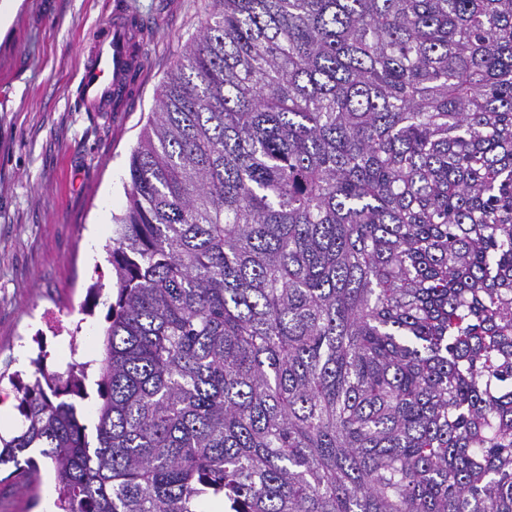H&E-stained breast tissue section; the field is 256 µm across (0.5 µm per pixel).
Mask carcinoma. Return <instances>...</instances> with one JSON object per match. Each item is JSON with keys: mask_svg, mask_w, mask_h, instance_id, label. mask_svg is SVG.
<instances>
[{"mask_svg": "<svg viewBox=\"0 0 512 512\" xmlns=\"http://www.w3.org/2000/svg\"><path fill=\"white\" fill-rule=\"evenodd\" d=\"M85 365L0 466L62 512H512V0H210Z\"/></svg>", "mask_w": 512, "mask_h": 512, "instance_id": "cac0c4a2", "label": "carcinoma"}]
</instances>
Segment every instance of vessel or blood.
<instances>
[{"mask_svg":"<svg viewBox=\"0 0 512 512\" xmlns=\"http://www.w3.org/2000/svg\"><path fill=\"white\" fill-rule=\"evenodd\" d=\"M129 14L115 9L97 30L80 85L84 111L108 112L123 103L131 82L142 67V56L134 48Z\"/></svg>","mask_w":512,"mask_h":512,"instance_id":"obj_1","label":"vessel or blood"}]
</instances>
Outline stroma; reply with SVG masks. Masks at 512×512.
<instances>
[{"label":"stroma","mask_w":512,"mask_h":512,"mask_svg":"<svg viewBox=\"0 0 512 512\" xmlns=\"http://www.w3.org/2000/svg\"><path fill=\"white\" fill-rule=\"evenodd\" d=\"M113 0H22L0 35V403L18 424L19 384L103 357L105 246L126 203L132 150L159 89L200 31L209 0H125L143 25V72L122 112H83V51ZM55 473L0 470V512H43Z\"/></svg>","instance_id":"1"}]
</instances>
